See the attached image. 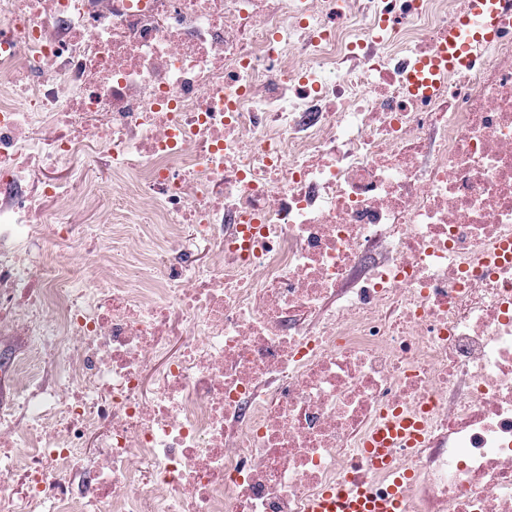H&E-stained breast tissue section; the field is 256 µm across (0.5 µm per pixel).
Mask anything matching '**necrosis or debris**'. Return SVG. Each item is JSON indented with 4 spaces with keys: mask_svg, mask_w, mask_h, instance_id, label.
I'll return each mask as SVG.
<instances>
[{
    "mask_svg": "<svg viewBox=\"0 0 512 512\" xmlns=\"http://www.w3.org/2000/svg\"><path fill=\"white\" fill-rule=\"evenodd\" d=\"M456 14L0 0V512H305L394 408L405 512H512V38L402 81Z\"/></svg>",
    "mask_w": 512,
    "mask_h": 512,
    "instance_id": "4bbe7bcc",
    "label": "necrosis or debris"
}]
</instances>
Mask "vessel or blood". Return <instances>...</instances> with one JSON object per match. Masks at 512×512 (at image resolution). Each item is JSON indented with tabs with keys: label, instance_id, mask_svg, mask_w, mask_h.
I'll return each mask as SVG.
<instances>
[{
	"label": "vessel or blood",
	"instance_id": "1",
	"mask_svg": "<svg viewBox=\"0 0 512 512\" xmlns=\"http://www.w3.org/2000/svg\"><path fill=\"white\" fill-rule=\"evenodd\" d=\"M512 33V0H461L459 16L434 50L413 57L405 71L410 98L433 96L450 74L475 68L483 53ZM425 424L420 415L395 413L386 417L364 443L372 469L396 473L395 449L414 448L422 441ZM306 512H405L401 481L380 492L369 481L348 480L327 489L306 504Z\"/></svg>",
	"mask_w": 512,
	"mask_h": 512
}]
</instances>
